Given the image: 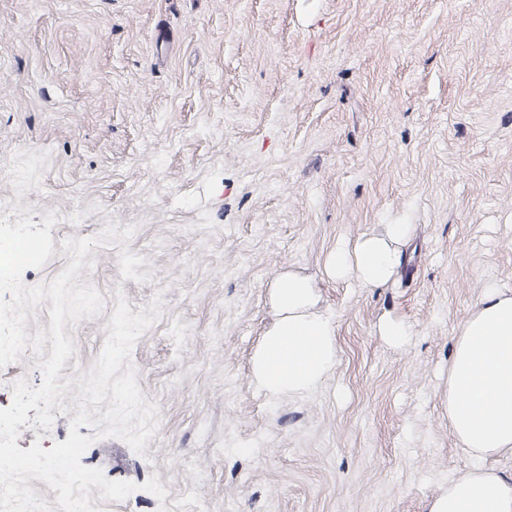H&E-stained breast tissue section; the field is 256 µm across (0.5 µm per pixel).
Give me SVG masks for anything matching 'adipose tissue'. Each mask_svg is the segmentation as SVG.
<instances>
[{
  "label": "adipose tissue",
  "instance_id": "1",
  "mask_svg": "<svg viewBox=\"0 0 512 512\" xmlns=\"http://www.w3.org/2000/svg\"><path fill=\"white\" fill-rule=\"evenodd\" d=\"M404 224H385L337 251L328 272L354 276L368 288L387 284L401 260ZM277 318L255 351L251 374L267 394L314 389L332 366L335 326L318 312L311 278L286 274L273 285ZM448 425L467 454L480 461L451 480L429 512H512V477L482 467V459L512 455V290L493 288L456 333L448 366Z\"/></svg>",
  "mask_w": 512,
  "mask_h": 512
}]
</instances>
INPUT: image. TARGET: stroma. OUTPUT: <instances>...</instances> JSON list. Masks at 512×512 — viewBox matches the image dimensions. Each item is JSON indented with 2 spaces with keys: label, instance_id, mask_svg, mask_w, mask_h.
I'll return each instance as SVG.
<instances>
[{
  "label": "stroma",
  "instance_id": "35a3bbf8",
  "mask_svg": "<svg viewBox=\"0 0 512 512\" xmlns=\"http://www.w3.org/2000/svg\"><path fill=\"white\" fill-rule=\"evenodd\" d=\"M0 203L57 218L28 286L65 239L132 230L91 248L75 283L103 309L65 326L71 385L19 448L67 440L118 300L160 305L129 357L144 451L78 429L83 466L137 485L91 487L98 512H428L474 464L448 427L454 336L512 290V0H0ZM383 224L409 227L386 286L328 275ZM288 272L317 282L336 361L274 397L251 359ZM38 361L0 367V409Z\"/></svg>",
  "mask_w": 512,
  "mask_h": 512
}]
</instances>
